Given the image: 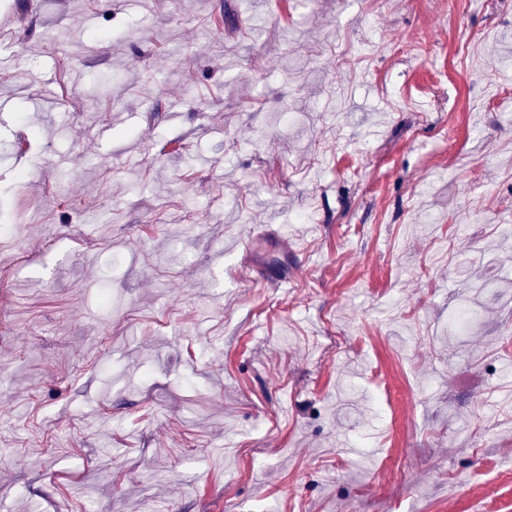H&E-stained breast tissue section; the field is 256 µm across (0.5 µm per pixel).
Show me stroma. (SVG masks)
<instances>
[{"mask_svg": "<svg viewBox=\"0 0 512 512\" xmlns=\"http://www.w3.org/2000/svg\"><path fill=\"white\" fill-rule=\"evenodd\" d=\"M0 512H512V0H0Z\"/></svg>", "mask_w": 512, "mask_h": 512, "instance_id": "obj_1", "label": "stroma"}]
</instances>
